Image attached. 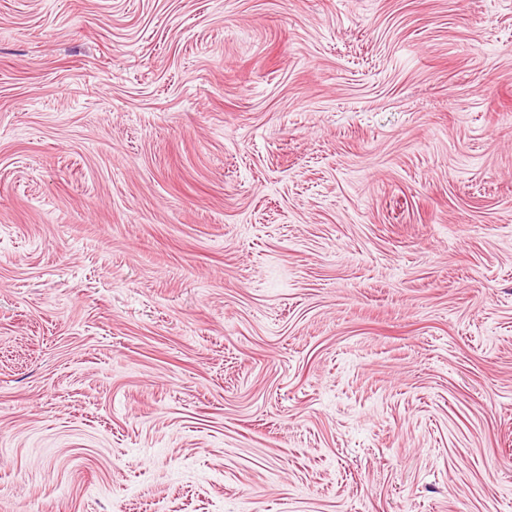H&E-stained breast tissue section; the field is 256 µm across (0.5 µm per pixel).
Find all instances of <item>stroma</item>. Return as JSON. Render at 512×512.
I'll return each instance as SVG.
<instances>
[{"label": "stroma", "instance_id": "stroma-1", "mask_svg": "<svg viewBox=\"0 0 512 512\" xmlns=\"http://www.w3.org/2000/svg\"><path fill=\"white\" fill-rule=\"evenodd\" d=\"M0 512H512V0H0Z\"/></svg>", "mask_w": 512, "mask_h": 512}]
</instances>
